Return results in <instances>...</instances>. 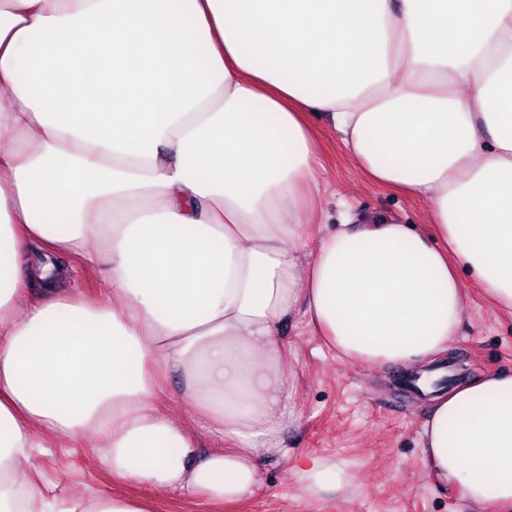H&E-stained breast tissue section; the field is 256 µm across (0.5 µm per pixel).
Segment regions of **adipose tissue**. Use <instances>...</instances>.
I'll use <instances>...</instances> for the list:
<instances>
[{"label":"adipose tissue","instance_id":"1","mask_svg":"<svg viewBox=\"0 0 512 512\" xmlns=\"http://www.w3.org/2000/svg\"><path fill=\"white\" fill-rule=\"evenodd\" d=\"M316 112L431 231L347 210L312 234ZM65 251L107 265L98 299L58 289ZM462 268L512 313V0H0V512H158L48 500L37 452L89 431L113 476L215 503L258 492L272 452L347 492L284 443L281 323L421 369L461 323ZM174 375L192 424L155 405ZM193 426L223 448L199 455ZM422 453L512 512V372L432 397Z\"/></svg>","mask_w":512,"mask_h":512}]
</instances>
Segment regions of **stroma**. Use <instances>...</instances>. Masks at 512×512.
I'll list each match as a JSON object with an SVG mask.
<instances>
[{"instance_id":"1","label":"stroma","mask_w":512,"mask_h":512,"mask_svg":"<svg viewBox=\"0 0 512 512\" xmlns=\"http://www.w3.org/2000/svg\"><path fill=\"white\" fill-rule=\"evenodd\" d=\"M310 122L320 140L317 165L324 171L315 205L329 224L339 223L338 201L344 198L355 213L425 225L426 200L372 181L330 136L326 116L311 115ZM460 278L466 288L465 318L448 345L449 356L464 359L472 379L490 371L512 372V315L475 287L470 272H461ZM279 339L296 369L302 410L300 422L286 430L285 444L348 464L354 482L351 496H310L293 462L275 453L260 461L261 489L244 501L224 505L113 479L91 456L76 468H66L64 448L37 456L43 483L52 486L59 500L113 492L158 500L160 512H475L456 487L440 490L431 481L421 448L426 402L394 389L392 378L400 366L367 367L339 359L302 314L282 323Z\"/></svg>"}]
</instances>
